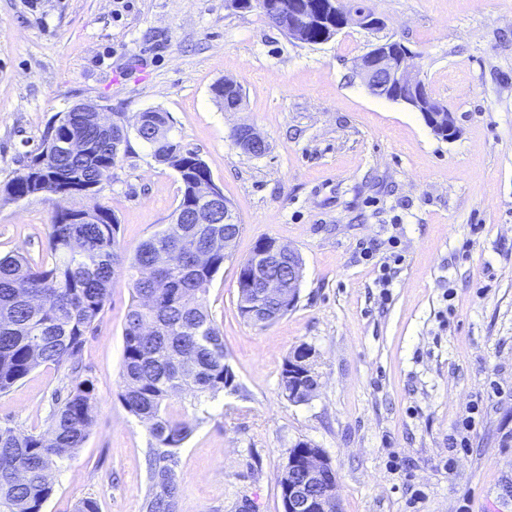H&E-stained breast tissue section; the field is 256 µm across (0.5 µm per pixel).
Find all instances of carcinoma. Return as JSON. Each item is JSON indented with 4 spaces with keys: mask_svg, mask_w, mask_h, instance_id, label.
Returning a JSON list of instances; mask_svg holds the SVG:
<instances>
[{
    "mask_svg": "<svg viewBox=\"0 0 512 512\" xmlns=\"http://www.w3.org/2000/svg\"><path fill=\"white\" fill-rule=\"evenodd\" d=\"M326 41L325 26L313 24L299 37L302 44ZM58 138H73L86 149L62 155L42 138L32 159L51 155L54 164L34 180L6 187L17 200L42 194L49 183L61 189L74 177L83 196L94 204L83 208L89 224H66L65 210L50 225V265H33L22 255L0 258V393L8 391L40 364L77 372L86 334L103 311L115 269L125 256L118 251L119 224L96 203L101 178L118 160L112 155V119L106 112H64ZM155 160L172 169L188 168L180 205L193 188L199 155L175 140L148 144ZM224 236L222 224H171L143 241L127 265L133 303L126 317L120 400L126 410L148 424L152 445L147 458L148 490L143 512H177L180 487L175 470L179 448L193 433L191 425L169 411L181 394L196 400L215 397L234 376L225 363L224 336L210 314L206 293L224 266V249L209 247L212 235ZM252 295L238 300L248 323L267 327L281 315L270 309L268 320L248 316ZM93 382L80 379L59 400L44 434H19L0 425V512H42L52 493L50 466L68 459L85 442L93 421Z\"/></svg>",
    "mask_w": 512,
    "mask_h": 512,
    "instance_id": "cac0c4a2",
    "label": "carcinoma"
}]
</instances>
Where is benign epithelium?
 Masks as SVG:
<instances>
[{
  "instance_id": "7a95c632",
  "label": "benign epithelium",
  "mask_w": 512,
  "mask_h": 512,
  "mask_svg": "<svg viewBox=\"0 0 512 512\" xmlns=\"http://www.w3.org/2000/svg\"><path fill=\"white\" fill-rule=\"evenodd\" d=\"M306 0H293L288 6V18L284 25L288 33L297 34L309 25L311 17L305 6ZM325 10L336 14V30L349 26L379 31L384 22L373 12L347 5V0H327ZM410 50L392 37L379 40L354 62L356 75L377 97L401 101L420 112L432 130L448 124V132L457 130L453 113L442 103L434 100L420 72L413 69L408 60ZM224 110L237 112L242 106L240 84L232 79L224 80ZM150 127L158 140L170 139L172 127L150 125L146 117H138L131 125H115L112 134V153L119 155L130 135L144 140L143 132ZM235 145L244 153L261 157L268 151V143L252 126L241 125L234 131ZM198 224L224 225V250L233 242L232 231L239 223L232 204L224 198L220 187L209 179L196 189V200L187 205ZM288 263V278L273 275V270ZM244 267L251 271L253 288L259 297L281 308H292L298 302L299 284L303 264L300 255L290 247L269 241L256 250ZM308 358L293 356L288 361V394L290 399L304 402L317 386V376L307 364ZM336 472L324 458L319 448H297L288 456V469L279 479L283 512H340L335 495Z\"/></svg>"
}]
</instances>
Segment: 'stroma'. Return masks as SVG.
I'll return each instance as SVG.
<instances>
[{"label":"stroma","instance_id":"stroma-1","mask_svg":"<svg viewBox=\"0 0 512 512\" xmlns=\"http://www.w3.org/2000/svg\"><path fill=\"white\" fill-rule=\"evenodd\" d=\"M412 53L458 133L371 95L353 70L374 35L356 26L307 45L229 0H0V255L50 263L57 210L86 198L11 199L54 117L97 103L169 113L233 205L242 232L208 309L234 381L169 410L193 433L179 450L177 512H282L278 480L300 441L337 473L341 512H512V0H358ZM236 80L239 112L213 86ZM268 143L242 153L233 132ZM179 175L130 139L97 200L126 255L166 228ZM296 250V306L259 329L238 311L237 272L257 241ZM127 275L79 355L96 411L52 467L43 512H142L151 438L119 399ZM310 347L318 385L289 402L286 360ZM68 369L43 364L0 393V424L46 432ZM235 145L244 153L261 157L268 151V143L252 126L241 125L234 131Z\"/></svg>","mask_w":512,"mask_h":512}]
</instances>
